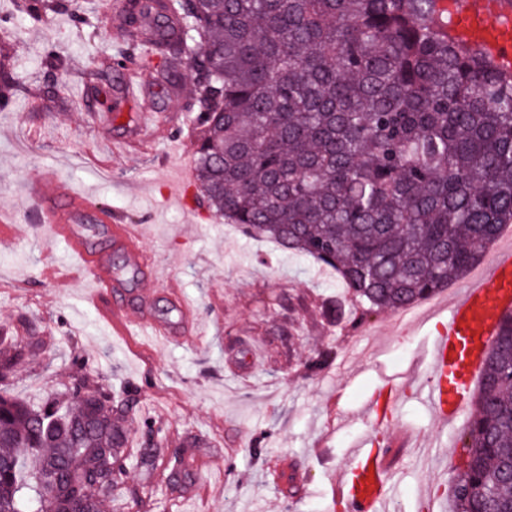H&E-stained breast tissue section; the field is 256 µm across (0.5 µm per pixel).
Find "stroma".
<instances>
[{"instance_id": "35a3bbf8", "label": "stroma", "mask_w": 512, "mask_h": 512, "mask_svg": "<svg viewBox=\"0 0 512 512\" xmlns=\"http://www.w3.org/2000/svg\"><path fill=\"white\" fill-rule=\"evenodd\" d=\"M18 2L0 0L22 87L0 103V211L13 217L0 234V336L38 330L51 355L20 364L11 392L32 402L62 391L82 355L91 378L130 395L119 417L134 441L153 429L164 451L183 452L184 470L128 475L131 488L161 485L165 512H342L331 489L352 448L402 432L428 450L398 449L385 512H452L464 421L438 424L412 378L428 377L432 339L465 282L426 300L418 316L326 320L325 302L343 293L335 274L244 234L181 190L195 172L188 70L170 81L128 60L100 84L91 66L122 54L115 0H77L76 13L41 26ZM54 54L68 66L51 75L44 61ZM129 75L142 79L152 113L122 97ZM48 172L136 226L155 274L197 307L198 327L163 342L135 312L121 323L101 318L91 279L39 226L26 196ZM322 351L326 365L306 370ZM383 394L392 398L384 422L371 410Z\"/></svg>"}]
</instances>
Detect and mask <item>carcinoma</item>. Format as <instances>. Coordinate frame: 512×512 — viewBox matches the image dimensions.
Returning <instances> with one entry per match:
<instances>
[{"label": "carcinoma", "instance_id": "obj_1", "mask_svg": "<svg viewBox=\"0 0 512 512\" xmlns=\"http://www.w3.org/2000/svg\"><path fill=\"white\" fill-rule=\"evenodd\" d=\"M440 0H178L127 5L126 51L145 61L143 18L173 17L156 42L188 66L198 130L195 199L336 272L352 322L398 312L465 278L512 224V70L453 38ZM35 22L71 0H26ZM12 36L0 45V96L18 91ZM29 333L0 350V512H101L131 465L155 466L159 441L134 457L118 394L81 356L65 404L16 398ZM453 512H512V312L499 322L461 436ZM140 512L148 488L129 490Z\"/></svg>", "mask_w": 512, "mask_h": 512}]
</instances>
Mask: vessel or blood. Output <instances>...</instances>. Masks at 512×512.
<instances>
[{"label": "vessel or blood", "instance_id": "obj_1", "mask_svg": "<svg viewBox=\"0 0 512 512\" xmlns=\"http://www.w3.org/2000/svg\"><path fill=\"white\" fill-rule=\"evenodd\" d=\"M460 2L461 8L454 16L456 34L512 69V0ZM27 192L40 223L46 224L53 238L82 259L102 295L112 299L113 304L104 308V315L123 320L121 298L125 282L113 274L109 254L92 249L83 231L88 199L55 173L28 185ZM98 221L107 225L113 247L126 252L132 267L152 269L153 263L137 247L130 225L113 223L108 210L101 211ZM157 292L154 277H146L139 294L138 312L142 321L152 322V302ZM511 309L512 249H509L496 255L484 282L468 286L453 300L446 321L434 337L433 375L427 387L440 420L455 418L471 402L474 383L484 366L486 348L497 332L502 313ZM391 456V449L375 452L367 443H360L352 451L355 466L336 484L334 495L348 499L352 512H382L388 501Z\"/></svg>", "mask_w": 512, "mask_h": 512}]
</instances>
